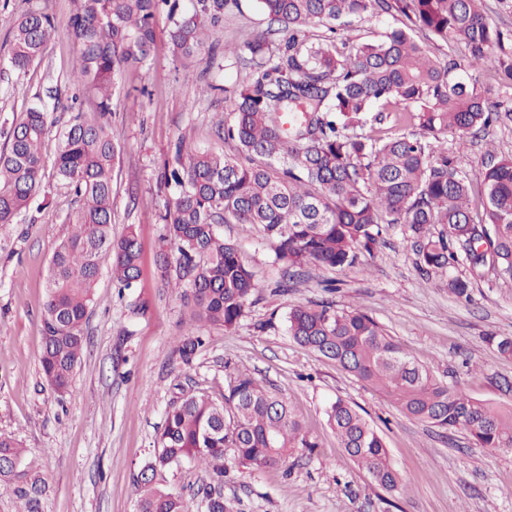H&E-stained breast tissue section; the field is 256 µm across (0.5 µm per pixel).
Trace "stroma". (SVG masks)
I'll return each mask as SVG.
<instances>
[{
    "label": "stroma",
    "instance_id": "35a3bbf8",
    "mask_svg": "<svg viewBox=\"0 0 512 512\" xmlns=\"http://www.w3.org/2000/svg\"><path fill=\"white\" fill-rule=\"evenodd\" d=\"M57 24L42 59L25 74L0 63V147L4 129L28 106L59 89L55 125L43 155L53 164L62 123L96 109L94 97L75 93L78 66L66 23L71 0H0V60L7 35L26 9ZM166 14L154 19L156 40L144 64L124 68L109 109L120 149L113 182V236L134 225L141 274L133 288H113L101 277L84 326L85 348L70 389L58 393L44 380L39 356L47 268L67 236L77 206L53 179L26 215L0 237V433L18 439L37 457L50 485L46 512H137L134 475L150 458L170 402L182 390L217 396L238 374L250 375L296 411L314 449H296L280 465L245 469L225 458L224 497L234 512H512V452L476 447L463 431H445L404 416L382 394L289 336L291 306L329 300L370 315L437 379L467 396L512 403V357L498 353L489 335L512 336V281L483 271L470 300L449 293L447 276L420 273L405 240L407 228H388L368 266L317 270L288 294L274 293L282 276L258 235L224 225L255 273L258 288L236 330L202 326L205 349L183 365L175 342L191 310L178 288L165 287L158 270L167 190L160 172L178 138L233 153L213 116L229 112L210 84H244L250 72L225 46L243 45L265 29L257 0H240L224 16L219 44L185 67L169 50ZM449 155L469 163L475 201L484 197L480 172L489 153L512 156V120L488 133L448 138ZM358 410L382 435L405 491L376 485L341 447L326 416L336 399Z\"/></svg>",
    "mask_w": 512,
    "mask_h": 512
}]
</instances>
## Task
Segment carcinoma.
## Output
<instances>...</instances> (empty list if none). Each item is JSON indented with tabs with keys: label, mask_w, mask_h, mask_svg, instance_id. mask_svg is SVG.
Returning <instances> with one entry per match:
<instances>
[{
	"label": "carcinoma",
	"mask_w": 512,
	"mask_h": 512,
	"mask_svg": "<svg viewBox=\"0 0 512 512\" xmlns=\"http://www.w3.org/2000/svg\"><path fill=\"white\" fill-rule=\"evenodd\" d=\"M68 29L79 66L72 81L99 99V111L77 113L64 129L53 166L56 185L75 196L72 230L54 249L43 306L40 365L47 382L66 392L80 361L83 325L102 268L112 283L130 288L140 274L133 226L112 237L113 171L117 145L108 125V101L119 72L144 62L155 41L152 20L168 13L172 56L201 60L224 29V12L238 0H73ZM267 27L245 42L238 61L253 78L234 93L217 134L236 142L230 156L178 140L161 185L170 200L161 221L159 268L165 286L183 289L190 327L175 351L185 365L205 345L198 325L233 329L257 290L254 273L223 224L258 228L281 265L279 291L288 292L302 268L351 267L372 255L387 224L407 226L419 270L448 272V291L469 298L461 264L489 268L512 279V157L481 172L483 209L472 207L467 164L441 149L450 135L489 128L512 116V96H493L473 76L493 69L512 85V52L492 26L482 0H258ZM399 14L410 25L379 41L337 39L350 19ZM319 24L328 35L310 40ZM417 27L444 43L460 44L462 60H432L409 33ZM55 29L51 17L30 10L18 19L8 66L22 74L39 61ZM418 127L391 134L361 131V116ZM50 111L31 106L12 120L0 152V231L17 223L44 177L41 153ZM439 230H434L435 225ZM288 335L385 395L408 418L448 431L463 430L492 452L512 449V405L472 399L434 378L368 314L330 302L295 305ZM341 446L383 489L405 488L382 438L356 409L338 398L326 411ZM315 443L287 401L249 375H239L221 397L181 394L166 411L157 448L134 477L137 512H190L162 483V474L193 462L220 483L224 456L247 469L277 465ZM0 489L20 512H44L48 484L37 459L9 435H0ZM204 512H233L221 497L201 490Z\"/></svg>",
	"instance_id": "cac0c4a2"
}]
</instances>
